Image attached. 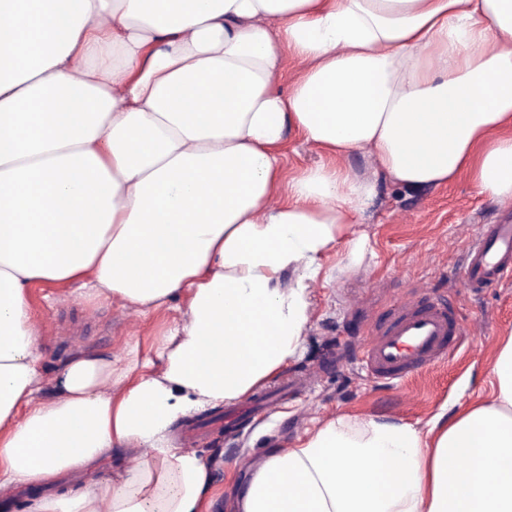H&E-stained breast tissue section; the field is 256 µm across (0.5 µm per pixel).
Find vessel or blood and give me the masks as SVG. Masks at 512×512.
<instances>
[{"mask_svg":"<svg viewBox=\"0 0 512 512\" xmlns=\"http://www.w3.org/2000/svg\"><path fill=\"white\" fill-rule=\"evenodd\" d=\"M454 277L477 291L512 282V218L478 225ZM466 334L450 295L413 289L372 323L354 359L370 381L393 387L446 360Z\"/></svg>","mask_w":512,"mask_h":512,"instance_id":"b4317fda","label":"vessel or blood"}]
</instances>
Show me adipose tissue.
I'll list each match as a JSON object with an SVG mask.
<instances>
[{"label":"adipose tissue","instance_id":"1","mask_svg":"<svg viewBox=\"0 0 512 512\" xmlns=\"http://www.w3.org/2000/svg\"><path fill=\"white\" fill-rule=\"evenodd\" d=\"M0 64V487L38 488L29 512H204L210 466L172 425L299 353L379 178L512 201V0H0ZM291 131L327 160L285 182ZM45 283L184 314L153 359L80 353L49 382ZM126 448L152 454L57 487ZM248 469L236 512H512V334L452 418L339 417Z\"/></svg>","mask_w":512,"mask_h":512}]
</instances>
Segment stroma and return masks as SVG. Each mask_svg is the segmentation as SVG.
<instances>
[{"label":"stroma","mask_w":512,"mask_h":512,"mask_svg":"<svg viewBox=\"0 0 512 512\" xmlns=\"http://www.w3.org/2000/svg\"><path fill=\"white\" fill-rule=\"evenodd\" d=\"M504 213L502 204L479 195L465 175L447 186L420 189L379 180L361 222L345 226L322 259V274L308 283L310 320L301 352L265 384L270 390L287 377L297 378L304 385L300 398L269 415L246 418L231 433L213 426L224 415L221 404L190 413L173 427L170 437L179 447L187 429L202 431L195 449L214 478L205 512H229L230 498L247 481L246 472L234 469L235 460L298 445L327 420L376 417L422 425L487 393L498 343L512 332V285L475 293L455 285L452 274L477 225L500 220ZM358 237L365 247L356 260H348L347 243ZM411 287L452 291L463 322H481L482 334L396 387L370 382L353 361L327 362L336 344L360 343L365 313L386 312ZM31 303L50 376L81 350L121 358L127 342L136 340L141 353H148L154 336L180 317L174 306L142 318L112 302L51 285L32 288Z\"/></svg>","instance_id":"35a3bbf8"}]
</instances>
